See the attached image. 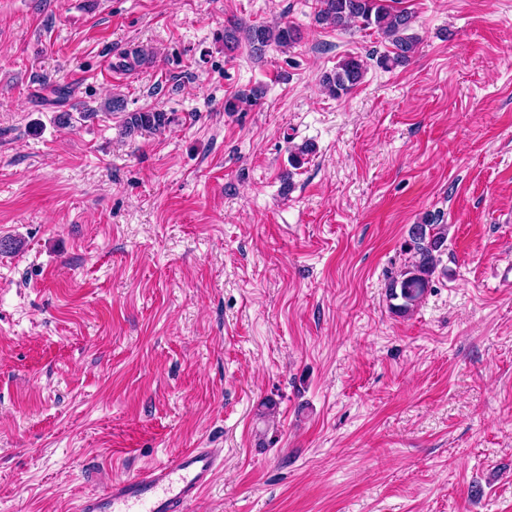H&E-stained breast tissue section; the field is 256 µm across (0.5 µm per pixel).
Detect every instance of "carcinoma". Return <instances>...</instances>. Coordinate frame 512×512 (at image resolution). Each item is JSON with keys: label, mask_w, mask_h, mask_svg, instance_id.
<instances>
[{"label": "carcinoma", "mask_w": 512, "mask_h": 512, "mask_svg": "<svg viewBox=\"0 0 512 512\" xmlns=\"http://www.w3.org/2000/svg\"><path fill=\"white\" fill-rule=\"evenodd\" d=\"M316 20L339 29H346L353 23L364 29H377L392 46L390 53L380 59V63L387 67L407 64L419 43L416 35L407 34L413 23L411 13L393 9L389 0H317ZM297 40V30L288 24L270 27L230 21L224 26L225 49L234 50L244 41L257 56L272 44L288 48ZM365 72L364 59L349 56L323 76L322 85L330 95L341 97L361 83ZM103 110L124 113L122 131L126 136L158 131L170 123L168 114L161 110L125 111L124 99L119 96L105 101ZM447 239L448 225L435 224L429 217L410 227L405 243L408 261L388 283L389 298L399 301L395 305L398 311H410L430 287Z\"/></svg>", "instance_id": "cac0c4a2"}]
</instances>
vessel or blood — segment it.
<instances>
[{"mask_svg":"<svg viewBox=\"0 0 512 512\" xmlns=\"http://www.w3.org/2000/svg\"><path fill=\"white\" fill-rule=\"evenodd\" d=\"M220 465L212 449L192 448L84 496L76 512H187Z\"/></svg>","mask_w":512,"mask_h":512,"instance_id":"obj_1","label":"vessel or blood"}]
</instances>
